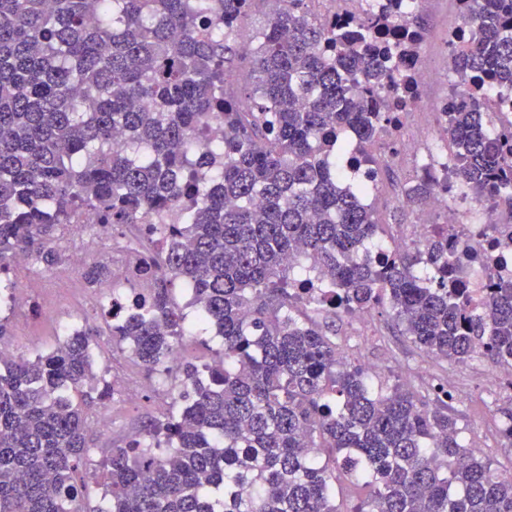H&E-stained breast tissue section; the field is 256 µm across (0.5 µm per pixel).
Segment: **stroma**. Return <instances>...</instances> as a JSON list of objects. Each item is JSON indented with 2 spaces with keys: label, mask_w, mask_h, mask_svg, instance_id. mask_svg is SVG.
<instances>
[{
  "label": "stroma",
  "mask_w": 512,
  "mask_h": 512,
  "mask_svg": "<svg viewBox=\"0 0 512 512\" xmlns=\"http://www.w3.org/2000/svg\"><path fill=\"white\" fill-rule=\"evenodd\" d=\"M429 33V51L440 67L448 62L442 53L448 30L458 27L461 17L453 0H430L422 12ZM413 158H404L398 168L384 170L372 205L383 215V237H404L414 213L401 204L412 184L406 175ZM41 279L43 288L30 290L32 279ZM10 281L20 294L7 314L6 332L0 336V348L28 358L51 351L60 341L63 323L101 327L95 337L96 359L112 386V396L104 405L92 406L89 413L87 442L90 453L83 471L90 487L88 505L103 506L102 459L111 449L126 446L145 424L161 417L171 406L166 384L123 353L105 324V301L96 297L86 284L81 269L61 264L44 271L38 264L10 271ZM336 341L349 357L364 365H378L380 377L407 379L414 389L432 382L448 384L454 391L452 405L468 443L478 444L484 456L492 459L502 472L512 471V449L504 448L500 430L504 415L512 410V383L492 381L476 362L450 365L416 348L401 336L386 309L372 313L368 325L358 326L349 315L336 320ZM137 398H130V389Z\"/></svg>",
  "instance_id": "1"
}]
</instances>
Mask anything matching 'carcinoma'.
I'll list each match as a JSON object with an SVG mask.
<instances>
[{
	"label": "carcinoma",
	"mask_w": 512,
	"mask_h": 512,
	"mask_svg": "<svg viewBox=\"0 0 512 512\" xmlns=\"http://www.w3.org/2000/svg\"><path fill=\"white\" fill-rule=\"evenodd\" d=\"M253 2L0 0V274L12 256L50 270L57 227L87 212L104 231L156 219L127 280L140 312L109 328L146 370L178 379L177 396L106 457L98 512H512V476L471 452L448 388L375 387L340 361L327 322L387 306L426 353L512 366V283L472 309L474 271L448 255L446 224L412 253L372 259L383 246L368 186L342 177L380 172L374 83L405 89L426 28L336 29L309 0H272L243 49ZM461 19L460 92L442 126L458 191L512 205V150L488 97L512 88V0H471ZM242 66L241 96L230 74ZM307 266L331 289L321 321L299 309ZM110 276L84 270L92 288ZM177 282L220 350L175 370ZM95 335L83 326L33 359L0 358V512H84L88 411L111 395ZM344 482L370 493L339 503ZM269 19V6L263 1H257L251 16L239 28L238 42L243 46H251L258 32L265 27Z\"/></svg>",
	"instance_id": "1"
}]
</instances>
